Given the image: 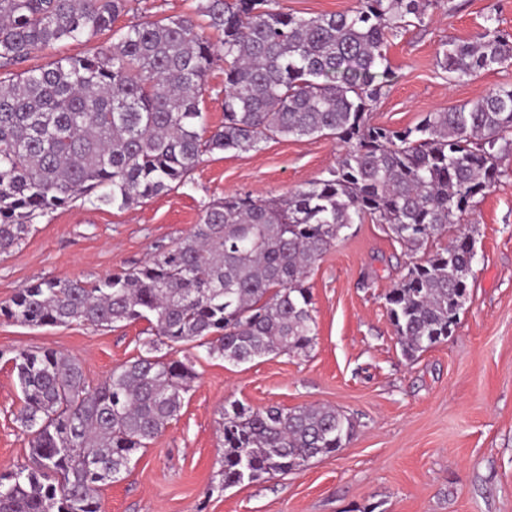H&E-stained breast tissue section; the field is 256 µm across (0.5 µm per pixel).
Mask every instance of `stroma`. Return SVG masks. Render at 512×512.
I'll use <instances>...</instances> for the list:
<instances>
[{
	"label": "stroma",
	"mask_w": 512,
	"mask_h": 512,
	"mask_svg": "<svg viewBox=\"0 0 512 512\" xmlns=\"http://www.w3.org/2000/svg\"><path fill=\"white\" fill-rule=\"evenodd\" d=\"M490 15L512 34V0H450L425 26L392 38L393 79L373 122L413 126L512 86V65L451 84L436 64L443 42L476 37ZM343 151L329 138L272 140L204 155L184 184L130 209L73 202L0 254V305L42 279L93 281L135 266L184 237L210 200L282 197L325 176ZM464 223L475 230V280L448 341L415 360L403 356L384 296L410 257L376 221L351 225L308 272L314 346L239 365L179 350L196 374L181 411L134 456L130 473L101 486L102 512H357L372 503L377 512H512V174L477 198ZM146 327H30L0 317V473L30 462L14 352L75 357L94 386L141 355ZM235 400L255 409L332 406L356 429L339 453L301 472L225 489L218 429Z\"/></svg>",
	"instance_id": "1"
}]
</instances>
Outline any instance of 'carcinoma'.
<instances>
[{
  "mask_svg": "<svg viewBox=\"0 0 512 512\" xmlns=\"http://www.w3.org/2000/svg\"><path fill=\"white\" fill-rule=\"evenodd\" d=\"M276 0H199L184 16L114 24L129 0H0V253L39 219L81 196L130 208L183 182L203 155L249 152L282 137H329L345 152L327 175L277 199L230 194L143 264L94 281L46 279L18 290L0 315L31 327L145 321V354L86 383L53 349L12 357L18 421L32 465L0 474V512H101L99 490L174 420L195 378L166 347H204L247 363L301 354L316 328L309 269L341 231L368 216L416 255L385 295L403 354L448 340L469 296L475 243L461 225L512 161V87L415 126L372 121L392 72L388 38L424 23L445 0H359L304 17ZM213 35L205 34V29ZM112 43L83 56L25 64L69 42ZM224 62V125L201 108ZM512 63V35L486 26L448 40V83ZM448 244L427 250L436 238ZM352 419L327 406L224 407L222 487L299 472L350 441Z\"/></svg>",
  "mask_w": 512,
  "mask_h": 512,
  "instance_id": "1",
  "label": "carcinoma"
}]
</instances>
